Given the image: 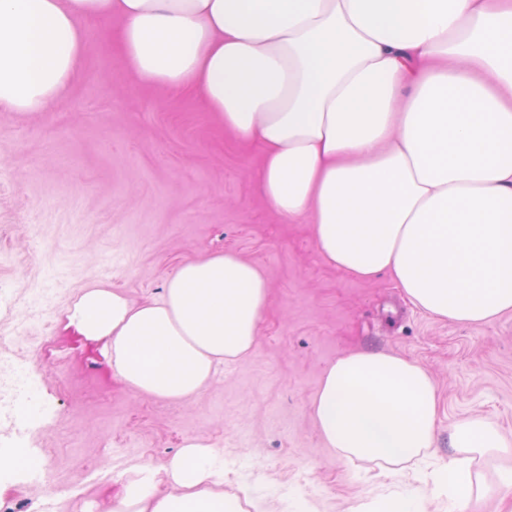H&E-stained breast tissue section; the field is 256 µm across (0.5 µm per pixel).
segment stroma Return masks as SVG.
I'll return each mask as SVG.
<instances>
[{"label":"stroma","mask_w":512,"mask_h":512,"mask_svg":"<svg viewBox=\"0 0 512 512\" xmlns=\"http://www.w3.org/2000/svg\"><path fill=\"white\" fill-rule=\"evenodd\" d=\"M260 164L196 98L128 77L94 30L80 78L46 112H0V455L27 449L56 474L43 485L0 471V512L105 505L120 478L164 466L189 437L223 453L225 492L274 512H377L378 494L410 483V469L382 478L376 462L345 463L311 417L326 367L350 350L396 354L432 376L438 458L456 454L453 427L481 417L505 447L473 475L491 488L512 468V313L458 324L413 307L388 274L330 268L311 225L263 199ZM225 250L263 269L270 303L253 353L187 400L131 392L58 326L90 284L155 298L182 261Z\"/></svg>","instance_id":"1"}]
</instances>
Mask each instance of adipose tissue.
<instances>
[{
  "label": "adipose tissue",
  "instance_id": "adipose-tissue-1",
  "mask_svg": "<svg viewBox=\"0 0 512 512\" xmlns=\"http://www.w3.org/2000/svg\"><path fill=\"white\" fill-rule=\"evenodd\" d=\"M134 80L200 99L257 145L260 190L308 218L332 268L389 274L417 308L479 325L512 313V0H0V110L37 115L78 78L85 24ZM270 301L261 269L227 251L182 262L157 298L108 284L62 310L125 387L187 399L247 356ZM438 390L420 365L350 351L312 414L348 462H415L416 481L466 512L470 465L502 446L484 420L430 449ZM106 512H242L224 457L190 438L164 469L134 468Z\"/></svg>",
  "mask_w": 512,
  "mask_h": 512
}]
</instances>
